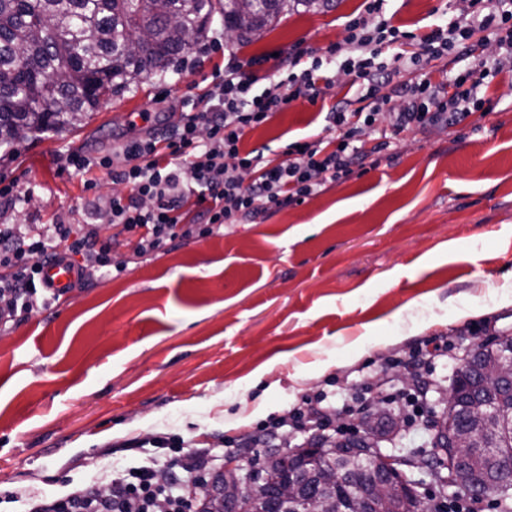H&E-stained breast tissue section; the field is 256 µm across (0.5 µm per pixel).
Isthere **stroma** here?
Listing matches in <instances>:
<instances>
[{
    "instance_id": "35a3bbf8",
    "label": "stroma",
    "mask_w": 512,
    "mask_h": 512,
    "mask_svg": "<svg viewBox=\"0 0 512 512\" xmlns=\"http://www.w3.org/2000/svg\"><path fill=\"white\" fill-rule=\"evenodd\" d=\"M470 0H395L394 25L423 34L435 16ZM364 0L327 11L293 10L242 39L214 15L206 37L163 72L103 99L75 127L46 132L0 157V184L19 200L0 224H76L89 196L119 192L104 171L95 191L63 169L64 152L98 153L176 124L185 97L203 94L229 56L258 60L341 41ZM484 93V112L452 127L393 136L376 166L326 183L303 202L256 220L177 240L146 257L104 226L115 276L94 271L43 309L0 325V512L28 498L90 485L105 472L160 456L162 435L247 462L253 448L227 447L264 424L327 395L322 425L279 428L289 445L314 434L366 431L370 400L401 416L387 449L430 454L455 371L468 349L512 335V62ZM333 76L322 100L300 98L247 133L244 150L274 159L291 140L320 132L319 113L352 96ZM439 347L415 365L412 354ZM415 371L419 382L395 380Z\"/></svg>"
}]
</instances>
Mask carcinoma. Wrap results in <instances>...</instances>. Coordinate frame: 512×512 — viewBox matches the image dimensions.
Returning <instances> with one entry per match:
<instances>
[{"instance_id":"1","label":"carcinoma","mask_w":512,"mask_h":512,"mask_svg":"<svg viewBox=\"0 0 512 512\" xmlns=\"http://www.w3.org/2000/svg\"><path fill=\"white\" fill-rule=\"evenodd\" d=\"M251 18L240 21L239 0H166L167 14L156 0H0V149L10 152L18 140L14 129L24 126L37 138L50 128L75 127L101 98L142 74L163 71L205 37L208 20L224 17V29L241 38L255 35L286 8L299 5L329 8L334 0H250ZM149 29L153 40L135 61L124 55L130 35ZM70 71L68 84L57 88L52 76ZM477 383L459 381L455 399L472 401ZM461 467L452 474L438 472V481L453 483L466 496L465 486L488 479L512 483V436L503 431L480 448H462ZM328 462L347 478L343 486L319 492L321 512L348 508V496L367 491L372 472L341 453ZM499 512H512V487L496 488Z\"/></svg>"}]
</instances>
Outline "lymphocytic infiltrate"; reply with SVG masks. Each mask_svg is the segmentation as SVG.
I'll return each mask as SVG.
<instances>
[{
  "label": "lymphocytic infiltrate",
  "mask_w": 512,
  "mask_h": 512,
  "mask_svg": "<svg viewBox=\"0 0 512 512\" xmlns=\"http://www.w3.org/2000/svg\"><path fill=\"white\" fill-rule=\"evenodd\" d=\"M390 2L366 0L363 13L346 22L341 42L280 57L277 77L268 84L229 59L202 99H184L182 120L165 134L132 137L107 153H67L64 167L85 175L86 186L96 184L93 171L104 170L128 192L112 196L104 209L90 200L91 220L85 224H0V324L57 300L43 279L48 261H75L81 273L109 270L99 223L119 228L135 252L148 255L177 239L209 236L214 226L302 202L326 182L374 166L376 154L390 145L389 133L449 128L474 115L483 104L481 87L500 72L481 46L495 45L499 54L512 57V0H470L464 18H438L419 36L393 25ZM451 53L470 62L447 80L399 81L402 71ZM336 69L353 76L358 91L324 113L325 136L289 142L277 161L255 149L243 151L246 133L293 101L323 98ZM384 111L392 114L388 130L379 124ZM244 170L253 175L250 183L240 177ZM210 456L209 449H194L169 486L155 482V466L148 463L110 474L107 496L78 486L32 503L29 512H151L161 499L171 512H192L203 493L196 473Z\"/></svg>",
  "instance_id": "1"
}]
</instances>
